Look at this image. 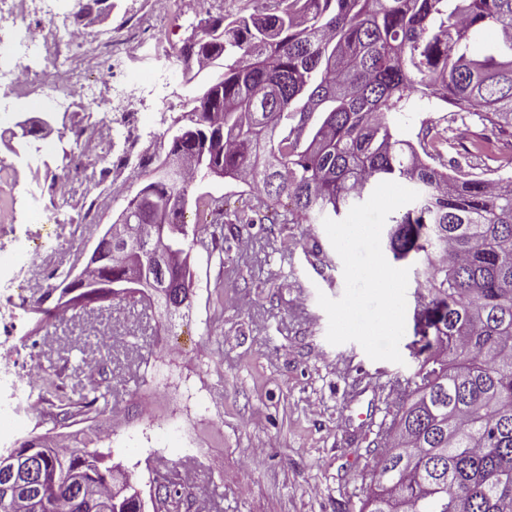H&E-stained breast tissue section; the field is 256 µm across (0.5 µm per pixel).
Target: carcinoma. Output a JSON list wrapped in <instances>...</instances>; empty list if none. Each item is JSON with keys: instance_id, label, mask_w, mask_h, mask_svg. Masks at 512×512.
<instances>
[{"instance_id": "obj_1", "label": "carcinoma", "mask_w": 512, "mask_h": 512, "mask_svg": "<svg viewBox=\"0 0 512 512\" xmlns=\"http://www.w3.org/2000/svg\"><path fill=\"white\" fill-rule=\"evenodd\" d=\"M486 26L500 37L477 50ZM198 35L199 54L223 69L194 97L213 111L194 129L173 121L158 163L182 147L184 175L155 167L116 220L146 252H174L165 316L190 303L194 245L224 270V202L200 195L195 223L184 221L197 180L243 176L257 204L288 199L274 224H318L376 183L413 184L419 198L391 217L387 238L395 260L425 263L413 311L419 373L406 380L359 512H512V178L445 171L387 119L435 98L512 125V0H270L247 17L209 14ZM72 273L54 271L40 302L85 314L104 301L152 307L115 266L85 299L70 295ZM98 375L86 385L75 374L67 386L56 364L43 369L53 397L40 401V418L55 429L80 424L81 436L66 450L34 431L8 446L18 466L0 484L18 497L0 495V512H147L136 491L115 493L116 482L134 480L95 437L112 414L107 372ZM154 484L158 509L190 512L173 478Z\"/></svg>"}]
</instances>
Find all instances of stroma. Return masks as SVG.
Returning a JSON list of instances; mask_svg holds the SVG:
<instances>
[{
    "label": "stroma",
    "mask_w": 512,
    "mask_h": 512,
    "mask_svg": "<svg viewBox=\"0 0 512 512\" xmlns=\"http://www.w3.org/2000/svg\"><path fill=\"white\" fill-rule=\"evenodd\" d=\"M200 18L193 0H170L163 14L153 0H112L109 13L83 21L91 30H111L114 49L144 68L153 60L154 37L179 53ZM108 111L82 104L58 116L43 135L54 150L42 175H62L76 151L72 129ZM388 120L410 140L435 127L444 158L476 176L485 163L468 155L471 141L498 134L478 117L462 119L424 100ZM31 181L0 146V210L19 212L17 186ZM142 182L139 175L125 180L107 201L99 224L79 237L84 251L93 250ZM315 242L322 247L317 255L310 251ZM191 268V308L168 326L128 304L48 323L31 310L22 334L0 325V362L15 359L24 336L70 349L75 366L106 361L112 404L127 411L112 424V451L133 465L141 487L149 485L160 448L176 480L204 492L214 512H358L392 401L417 368L412 331L400 342L399 364L371 360L355 342L327 341L328 318L317 295L340 298L345 283L342 261L320 224L225 225L223 268L200 247L191 252ZM104 330L111 346L105 358L97 351ZM144 401L157 418L154 426L135 410Z\"/></svg>",
    "instance_id": "stroma-1"
}]
</instances>
